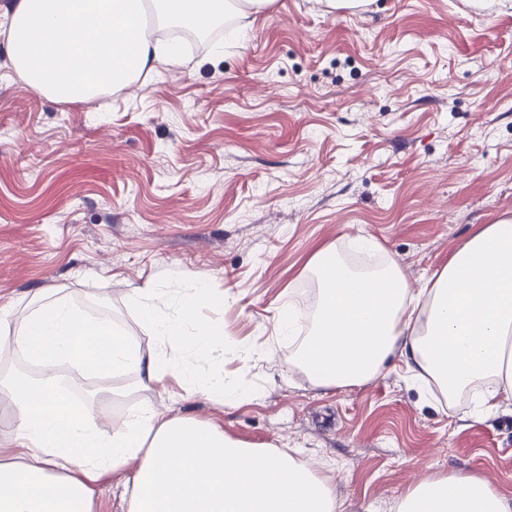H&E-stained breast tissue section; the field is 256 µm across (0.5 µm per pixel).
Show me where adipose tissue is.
<instances>
[{
	"mask_svg": "<svg viewBox=\"0 0 512 512\" xmlns=\"http://www.w3.org/2000/svg\"><path fill=\"white\" fill-rule=\"evenodd\" d=\"M275 0H15L0 34L16 72L48 100L83 102L123 89L141 75L180 63L177 41L152 38L146 15L165 26L207 32L235 12L266 14ZM319 281L312 325L291 361L316 388L360 386L400 356L413 380L432 381L468 419L498 412L512 397V219L484 225L421 287L397 265L352 271L335 250L308 264ZM155 341L141 350L105 321L85 319L63 298L39 303L0 346L26 354L35 376L0 383L13 421L0 437V512H96L109 476L136 462L126 512H344L310 463L233 439L223 426L143 408L116 430L76 400L59 377L63 362L98 374L131 375L137 389L233 407L252 397L223 368L202 361L229 339L201 307L223 293L204 284L133 289ZM397 512H512V498L482 479L429 476L400 497Z\"/></svg>",
	"mask_w": 512,
	"mask_h": 512,
	"instance_id": "obj_1",
	"label": "adipose tissue"
}]
</instances>
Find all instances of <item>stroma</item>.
I'll use <instances>...</instances> for the list:
<instances>
[{"instance_id":"obj_1","label":"stroma","mask_w":512,"mask_h":512,"mask_svg":"<svg viewBox=\"0 0 512 512\" xmlns=\"http://www.w3.org/2000/svg\"><path fill=\"white\" fill-rule=\"evenodd\" d=\"M186 57L104 99L54 103L10 75L0 36V306L18 321L59 288L146 350L131 289L210 274L225 303L202 316L234 339L224 379L255 397L161 398L61 367L105 425L147 403L220 423L300 455L345 512H396L440 471L512 497V399L459 419L398 358L323 393L289 370L295 347L272 329L282 303L311 312L306 263L323 247L346 257L369 238L416 288L512 215V0H277L243 36L217 24Z\"/></svg>"}]
</instances>
